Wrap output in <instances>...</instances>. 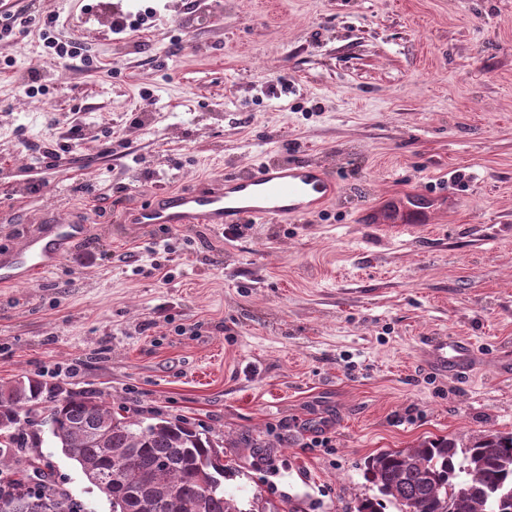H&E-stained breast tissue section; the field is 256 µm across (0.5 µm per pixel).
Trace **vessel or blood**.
<instances>
[{
	"instance_id": "obj_1",
	"label": "vessel or blood",
	"mask_w": 512,
	"mask_h": 512,
	"mask_svg": "<svg viewBox=\"0 0 512 512\" xmlns=\"http://www.w3.org/2000/svg\"><path fill=\"white\" fill-rule=\"evenodd\" d=\"M335 179L311 162L279 161L230 173L209 187L186 192H155L149 203L128 213L132 224H206L220 229L246 222L285 223L318 212L332 203ZM433 197L420 191L406 196L408 219L398 229L414 232L417 215L433 212ZM92 233L88 224H58L52 234L29 230L8 257H0V286L28 281L34 274L53 270ZM423 358L432 370L466 373L473 367L475 351L466 340L431 336L423 344Z\"/></svg>"
}]
</instances>
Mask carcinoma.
Returning a JSON list of instances; mask_svg holds the SVG:
<instances>
[{
    "label": "carcinoma",
    "mask_w": 512,
    "mask_h": 512,
    "mask_svg": "<svg viewBox=\"0 0 512 512\" xmlns=\"http://www.w3.org/2000/svg\"><path fill=\"white\" fill-rule=\"evenodd\" d=\"M41 409L62 452L98 485L112 512H242L224 491L227 468L214 440L183 419L146 423L122 415L91 393L51 395L20 376L0 383V472L11 469L19 444L9 430ZM365 477L401 512H512V433L488 432L458 450L453 438L381 451L365 461ZM0 512H85L54 490L51 473L31 461L12 487L0 490Z\"/></svg>",
    "instance_id": "obj_1"
}]
</instances>
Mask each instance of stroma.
Masks as SVG:
<instances>
[{
	"label": "stroma",
	"instance_id": "1",
	"mask_svg": "<svg viewBox=\"0 0 512 512\" xmlns=\"http://www.w3.org/2000/svg\"><path fill=\"white\" fill-rule=\"evenodd\" d=\"M50 16L85 57L44 49ZM7 58L0 255L31 224L94 232L0 287V382L187 420L223 443L244 510L356 512L378 494L369 455L512 432L495 369L512 348V0H36ZM53 137L69 166L35 151ZM298 158L339 196L297 221H123L153 191ZM414 189L444 198L420 232L359 222ZM428 336L473 343L468 376L428 368ZM19 431L87 512H111L48 423Z\"/></svg>",
	"mask_w": 512,
	"mask_h": 512
}]
</instances>
